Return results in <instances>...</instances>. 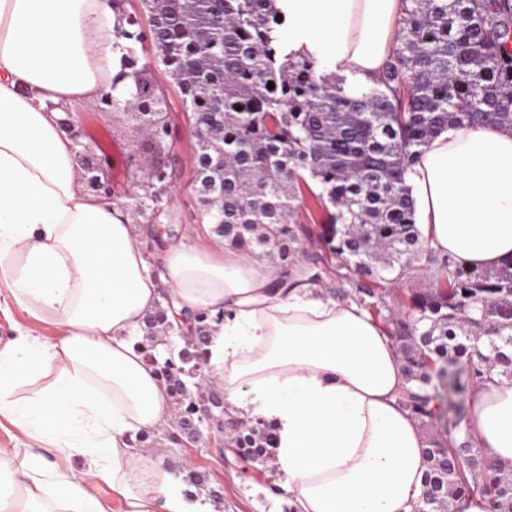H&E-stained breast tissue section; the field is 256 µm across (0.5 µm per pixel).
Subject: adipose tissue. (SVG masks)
I'll return each instance as SVG.
<instances>
[{
  "instance_id": "ef3b65f1",
  "label": "adipose tissue",
  "mask_w": 512,
  "mask_h": 512,
  "mask_svg": "<svg viewBox=\"0 0 512 512\" xmlns=\"http://www.w3.org/2000/svg\"><path fill=\"white\" fill-rule=\"evenodd\" d=\"M290 49L350 95L371 86L401 32L405 0H277ZM112 0H0V281L32 318L0 339V413L52 448L88 455L126 512H188L140 431L171 404L135 342L160 301L213 316L210 374L240 417L275 432L292 512H420L429 470L395 349L355 299L189 237L146 253L123 208L87 190L61 107H95L118 56ZM406 184L425 248L467 266L512 262V130L445 129ZM54 327L47 338L40 329ZM473 446L512 461V381L474 391ZM41 457H0V512H101L83 476L44 479Z\"/></svg>"
}]
</instances>
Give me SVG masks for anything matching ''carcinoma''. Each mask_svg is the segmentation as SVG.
Segmentation results:
<instances>
[{"mask_svg":"<svg viewBox=\"0 0 512 512\" xmlns=\"http://www.w3.org/2000/svg\"><path fill=\"white\" fill-rule=\"evenodd\" d=\"M141 16H123L121 70L106 95L113 109L134 106L149 126L166 103L137 67L144 18L160 64L176 79L197 144L195 192L213 231L249 256L286 268L305 254L301 186L329 227L320 242L347 269L359 303L424 259L446 270L445 283L410 294L411 319L392 320L408 382L402 404L434 419L433 379L460 389L456 374L485 381L499 366L512 379V263L477 269L439 259L420 239L404 176L429 141L451 126L512 128V0H409L401 36L375 80L352 97L315 63L288 51L276 0H139ZM274 88H268V83ZM198 339L158 358L168 331L163 307L145 318L138 351L156 368L174 403L170 441L183 443L194 413L195 376L208 361L210 318L195 316ZM488 339L492 354L480 342ZM272 428L257 422L234 435L247 460L264 455ZM422 512L479 492L489 512H512V463L473 448L471 435L431 438Z\"/></svg>","mask_w":512,"mask_h":512,"instance_id":"carcinoma-1","label":"carcinoma"}]
</instances>
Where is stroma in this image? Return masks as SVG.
<instances>
[{
  "instance_id": "1",
  "label": "stroma",
  "mask_w": 512,
  "mask_h": 512,
  "mask_svg": "<svg viewBox=\"0 0 512 512\" xmlns=\"http://www.w3.org/2000/svg\"><path fill=\"white\" fill-rule=\"evenodd\" d=\"M139 65L148 67L154 86L166 97L169 135L162 148H155L151 137L139 128L134 113L107 107L87 109L70 107L73 131L87 145V159L102 166V183L108 185L109 199L120 204L129 223L144 232V246L158 251L159 246L147 231L150 225H175L182 234L200 238L202 243L214 241L208 217L204 214L193 187L196 141L191 134L175 80L156 61L151 39L136 46ZM164 155L171 173L169 187L160 199L145 198L141 184L153 169L157 155ZM475 390L466 384L458 399V410L446 407L435 410L432 424L425 433L458 437L470 427V400ZM147 443L154 448L173 487L190 502L213 504L222 497L223 512H288L282 495L272 493L271 485H284L286 478L273 458L248 461L237 455L215 432L203 430L198 442L178 446L167 438L166 429L151 432ZM0 453L22 461L29 455L45 459L47 471L79 473L87 468L85 457L77 453L50 452L44 443L23 436L5 417L0 416ZM205 476L203 486L185 483L187 472Z\"/></svg>"
}]
</instances>
